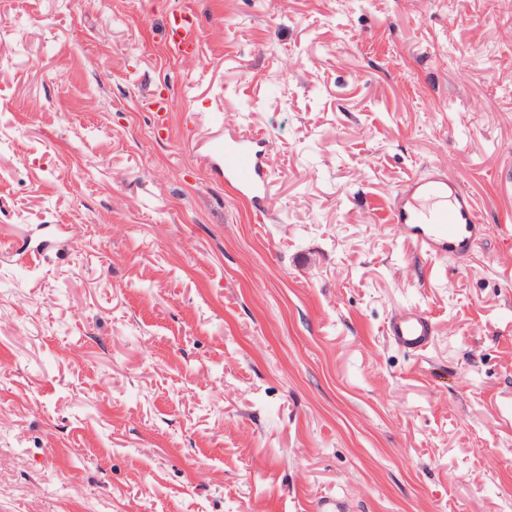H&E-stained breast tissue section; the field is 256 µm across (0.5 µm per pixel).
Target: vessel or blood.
Returning a JSON list of instances; mask_svg holds the SVG:
<instances>
[{
    "label": "vessel or blood",
    "instance_id": "obj_1",
    "mask_svg": "<svg viewBox=\"0 0 512 512\" xmlns=\"http://www.w3.org/2000/svg\"><path fill=\"white\" fill-rule=\"evenodd\" d=\"M197 31L193 18L172 14L167 33L171 49L179 55L189 52ZM266 150V141L236 134H217L209 146L222 162L225 182L256 205L261 204L267 184L262 164ZM389 221L419 241L426 252L458 258L469 256L484 232L477 199L450 179L443 167L426 179L410 182L391 208ZM388 334L399 347L416 351L428 344L433 327L424 314L408 312L390 322Z\"/></svg>",
    "mask_w": 512,
    "mask_h": 512
}]
</instances>
